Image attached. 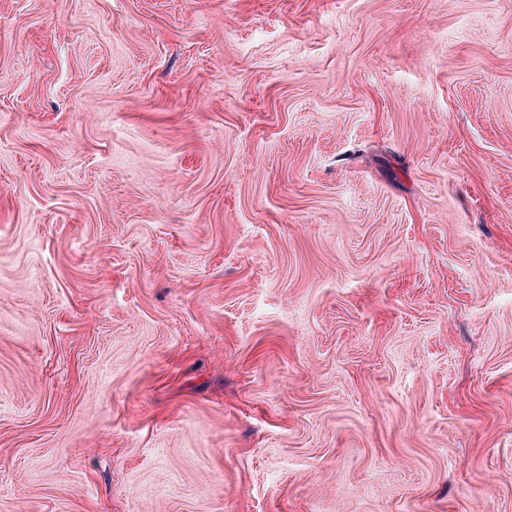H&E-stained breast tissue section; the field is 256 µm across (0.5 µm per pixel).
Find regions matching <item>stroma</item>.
I'll list each match as a JSON object with an SVG mask.
<instances>
[{"label":"stroma","instance_id":"1","mask_svg":"<svg viewBox=\"0 0 512 512\" xmlns=\"http://www.w3.org/2000/svg\"><path fill=\"white\" fill-rule=\"evenodd\" d=\"M0 512H512V0H0Z\"/></svg>","mask_w":512,"mask_h":512}]
</instances>
